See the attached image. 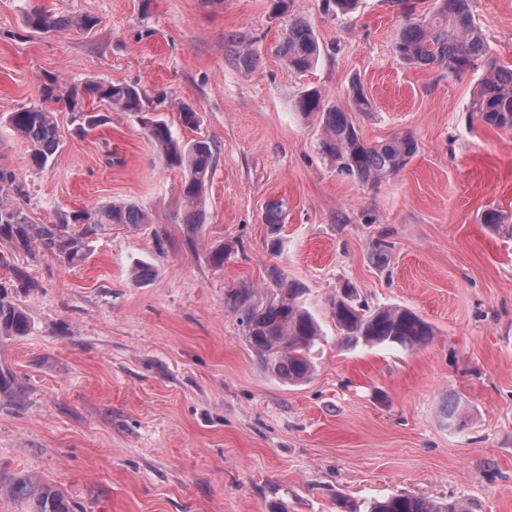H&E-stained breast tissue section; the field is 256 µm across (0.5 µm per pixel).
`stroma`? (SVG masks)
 <instances>
[{"mask_svg": "<svg viewBox=\"0 0 512 512\" xmlns=\"http://www.w3.org/2000/svg\"><path fill=\"white\" fill-rule=\"evenodd\" d=\"M0 0V115L42 102L61 146L46 170L0 126V167L27 189L12 202L39 224L123 201L150 217L112 227L84 261L0 241V286L29 317L0 342L21 399H0V485L20 472L74 512H356L393 494L512 512V129L471 121L480 78L409 67L394 53L393 0ZM96 18L89 32H38L33 11ZM489 56L512 64V0H471ZM321 48L308 71L278 53L291 18ZM236 42H228V34ZM90 81L138 85L142 116L106 112ZM374 143L411 137L398 173L363 183L320 150L302 91L347 107ZM200 115L183 124L182 107ZM217 146L198 232L183 222L181 169L165 166L143 118ZM283 205L280 223L264 220ZM497 211L501 227L484 222ZM387 257L377 260L375 245ZM224 251L223 265L212 256ZM297 281L323 337L299 385L269 376L224 305L238 287ZM354 288L370 308L407 307L432 327L411 349L344 344L328 302ZM455 420H448L450 404Z\"/></svg>", "mask_w": 512, "mask_h": 512, "instance_id": "obj_1", "label": "stroma"}]
</instances>
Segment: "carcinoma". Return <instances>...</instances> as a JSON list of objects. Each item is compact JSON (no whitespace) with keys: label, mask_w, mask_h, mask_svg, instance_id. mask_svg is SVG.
Instances as JSON below:
<instances>
[{"label":"carcinoma","mask_w":512,"mask_h":512,"mask_svg":"<svg viewBox=\"0 0 512 512\" xmlns=\"http://www.w3.org/2000/svg\"><path fill=\"white\" fill-rule=\"evenodd\" d=\"M419 0H395L404 18L398 29L394 52L398 61L410 67H442L459 76L481 65L484 74L474 91L470 112L479 122L512 129V66L487 57V48L470 11L469 0H434L423 18L416 17ZM27 23L37 30L73 26L91 30L96 21L90 16L71 20L65 16L34 12ZM279 53L297 71L309 69L319 56L314 31L300 20H293L285 31ZM92 97L113 112L139 115L143 112L141 92L133 84L92 82L83 87ZM350 111L324 104L319 90H307L296 101L298 111L319 118L323 137L322 153L336 170L361 182L377 181L398 173L416 152L415 142L407 137L373 144L355 126L350 112H367L371 103L362 87L355 84L350 94ZM5 123L31 146L32 161L47 168L60 147L53 112L33 105L10 113ZM148 136L163 163L181 167L185 221L198 229L205 224L209 174L217 157V146L207 137L185 143L177 140L162 120L146 123ZM25 194L17 174L0 167V240L15 248L37 245L56 251L68 262L86 258L92 239L122 224L137 227L149 223L148 215L133 203L105 202L85 206L63 215L54 224H38L28 213L11 202L10 194ZM274 288H234L225 302L238 314L243 335L263 369L289 385L306 382L312 373L310 351L322 338L320 325L305 307L303 289L275 273ZM330 310L337 329L346 342L389 345L410 349L426 342L431 327L413 311L402 307L364 309L347 298L331 301ZM27 317L0 288V338L21 335ZM4 493L25 504V512H69L58 490L29 474H20L5 487ZM370 512H468L461 503L436 502L396 494L371 505Z\"/></svg>","instance_id":"obj_1"}]
</instances>
